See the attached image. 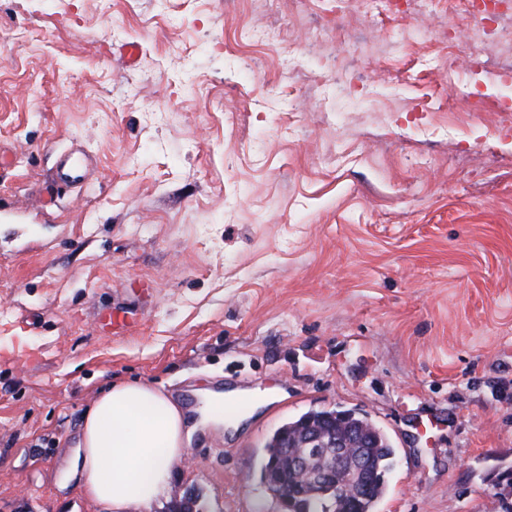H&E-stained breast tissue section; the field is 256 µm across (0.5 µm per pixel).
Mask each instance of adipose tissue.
Returning <instances> with one entry per match:
<instances>
[{
    "mask_svg": "<svg viewBox=\"0 0 512 512\" xmlns=\"http://www.w3.org/2000/svg\"><path fill=\"white\" fill-rule=\"evenodd\" d=\"M190 439L183 410L141 383L109 386L80 426L73 473L96 512H130L161 493Z\"/></svg>",
    "mask_w": 512,
    "mask_h": 512,
    "instance_id": "obj_1",
    "label": "adipose tissue"
}]
</instances>
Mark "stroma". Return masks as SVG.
Here are the masks:
<instances>
[{
  "instance_id": "1",
  "label": "stroma",
  "mask_w": 512,
  "mask_h": 512,
  "mask_svg": "<svg viewBox=\"0 0 512 512\" xmlns=\"http://www.w3.org/2000/svg\"><path fill=\"white\" fill-rule=\"evenodd\" d=\"M472 25L465 0H0V512H94L62 479L133 380L287 393L133 512H284L265 444L311 410L392 440L374 512H512V88L408 36ZM74 149L94 169L45 205Z\"/></svg>"
}]
</instances>
